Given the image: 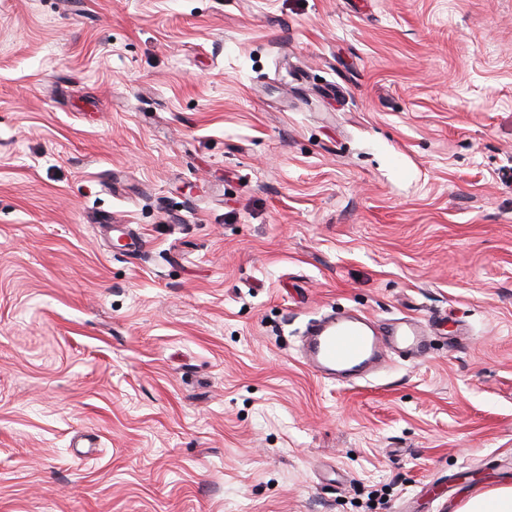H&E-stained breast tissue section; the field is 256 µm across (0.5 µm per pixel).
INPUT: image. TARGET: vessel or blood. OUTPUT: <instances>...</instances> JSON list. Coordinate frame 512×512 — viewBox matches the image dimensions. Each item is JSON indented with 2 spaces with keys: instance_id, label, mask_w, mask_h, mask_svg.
<instances>
[{
  "instance_id": "1",
  "label": "vessel or blood",
  "mask_w": 512,
  "mask_h": 512,
  "mask_svg": "<svg viewBox=\"0 0 512 512\" xmlns=\"http://www.w3.org/2000/svg\"><path fill=\"white\" fill-rule=\"evenodd\" d=\"M426 341L427 330L415 319H400L380 332L367 317L345 314L312 322L301 356L317 376L352 382L365 378L389 350L423 355Z\"/></svg>"
}]
</instances>
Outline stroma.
<instances>
[{"label":"stroma","mask_w":512,"mask_h":512,"mask_svg":"<svg viewBox=\"0 0 512 512\" xmlns=\"http://www.w3.org/2000/svg\"><path fill=\"white\" fill-rule=\"evenodd\" d=\"M344 309L430 348L320 381ZM500 486L512 0H0V512Z\"/></svg>","instance_id":"35a3bbf8"}]
</instances>
